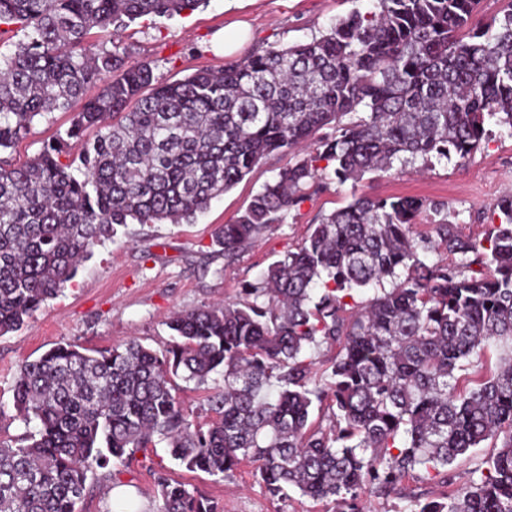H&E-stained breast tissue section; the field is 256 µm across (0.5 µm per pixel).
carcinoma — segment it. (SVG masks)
Instances as JSON below:
<instances>
[{
	"instance_id": "cac0c4a2",
	"label": "carcinoma",
	"mask_w": 512,
	"mask_h": 512,
	"mask_svg": "<svg viewBox=\"0 0 512 512\" xmlns=\"http://www.w3.org/2000/svg\"><path fill=\"white\" fill-rule=\"evenodd\" d=\"M202 2L0 0V36L3 25L25 32L0 52V337L58 295L116 227L188 223L272 154L313 145L215 229L227 258L320 191L317 161L345 182L396 160L466 161L492 124L512 135V0L493 32L471 24L480 0H375L308 41L171 83L116 48L83 47L94 28ZM93 82L98 95L79 104ZM56 110L73 112L65 135L20 165L4 156ZM426 207L354 199L237 302L174 314L180 342L165 353L69 342L25 361L14 406L36 428L0 442V512H76L89 472L157 440L189 471L227 477L246 461L270 496L292 487L338 512H367L410 477L448 487V502L411 512H512V194L487 246L446 220L433 236L415 232ZM439 249L459 262L419 258ZM474 263L482 270L464 275ZM373 285L371 298L348 303ZM323 344L336 355L312 358ZM214 374L224 382L207 398L214 418L195 424L176 380L200 387ZM316 407L331 413L329 429L312 420ZM489 439L476 479L454 485L448 466ZM157 486L164 512H219L180 482Z\"/></svg>"
}]
</instances>
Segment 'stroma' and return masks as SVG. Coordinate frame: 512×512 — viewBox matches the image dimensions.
Segmentation results:
<instances>
[{
    "instance_id": "stroma-1",
    "label": "stroma",
    "mask_w": 512,
    "mask_h": 512,
    "mask_svg": "<svg viewBox=\"0 0 512 512\" xmlns=\"http://www.w3.org/2000/svg\"><path fill=\"white\" fill-rule=\"evenodd\" d=\"M372 0H208L194 12L143 18L118 32H95L87 51L118 45L129 62H150L157 81L174 82L199 69L233 65L260 48L288 46L325 31L353 11L372 10ZM247 25L249 39L230 55L216 43L237 25ZM70 113L54 111L36 118L11 152L25 162L69 127ZM289 153L274 154L224 195L193 223L130 224L118 228L112 241L96 246L77 275L56 298L46 301L27 326L0 337V442L14 443L25 431L17 419L13 384L20 365L61 342L104 348L137 340L156 351L173 341L166 325L176 311L216 301L239 299L245 284L267 266L296 250L309 227L321 216L354 198L416 196L438 203L424 212L418 233H432L449 221L458 233L485 241L505 193H512V135L494 132L467 162L458 159L394 165L361 179L338 182L332 168H319L321 192L305 197L283 222L270 225L257 242L237 256L225 258L213 245L215 227L233 222L262 185L294 162ZM184 483L217 503L224 512H334L332 504L291 492L271 497L244 463L228 477L190 472L170 454L166 443L136 452L132 461L95 470L78 512H160L163 501L157 480ZM447 489L435 480L407 479L396 493L372 499L370 512H412L415 503L443 501Z\"/></svg>"
}]
</instances>
